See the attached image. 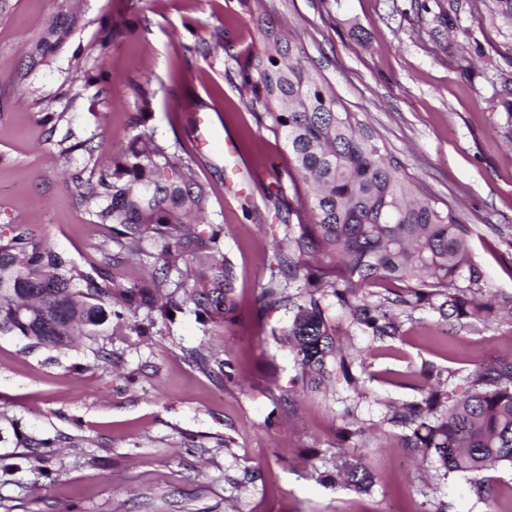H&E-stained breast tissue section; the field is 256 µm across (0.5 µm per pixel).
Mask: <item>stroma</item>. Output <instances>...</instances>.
I'll use <instances>...</instances> for the list:
<instances>
[{
  "label": "stroma",
  "mask_w": 512,
  "mask_h": 512,
  "mask_svg": "<svg viewBox=\"0 0 512 512\" xmlns=\"http://www.w3.org/2000/svg\"><path fill=\"white\" fill-rule=\"evenodd\" d=\"M61 0H10L0 14V224L30 225L81 268L111 249L65 183L67 170H104L135 130L193 157L209 191L206 223L224 227L238 317L199 319L192 305L151 335L114 329L111 360L79 344L46 362L0 337V415L28 433L73 437L48 467L0 447V512H512V469L443 477L411 448L339 443L346 407L373 437L383 405L412 401L429 366L465 389L479 366L512 358V322L439 324L426 307L400 317V339L372 342L339 317L361 353L360 391L345 382L303 392L278 339L285 309L256 297L283 232L277 186L291 164L282 139L248 105L242 67L261 46L257 17L297 36L305 63L359 113L440 202L471 228L470 256L493 301L512 300V16L499 0H73L78 28L49 63L18 73ZM151 107L140 114V95ZM73 131L97 150L63 154L49 138ZM232 363L228 384L199 359ZM290 388V403L279 402ZM232 448H225V438ZM376 474L370 492L325 486L337 446Z\"/></svg>",
  "instance_id": "1"
}]
</instances>
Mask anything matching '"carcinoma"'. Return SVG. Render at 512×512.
Masks as SVG:
<instances>
[{
  "mask_svg": "<svg viewBox=\"0 0 512 512\" xmlns=\"http://www.w3.org/2000/svg\"><path fill=\"white\" fill-rule=\"evenodd\" d=\"M69 2L62 0L30 46L19 79L66 45L79 22ZM257 26L262 48L245 62V84L258 119L283 137L293 161L287 171L293 199L276 213L286 246L273 252L257 302L288 310L280 341L300 365L302 387L324 391L338 373L356 386L352 367L366 373L364 359L342 352L333 311L374 342L399 336L397 309L426 305L449 326L494 311L472 298L483 272L469 255L471 229L461 215L425 194L358 113L303 64L296 36L267 20ZM72 138L70 130L62 138L70 142L65 154L93 156L95 146ZM68 188L95 223L111 228L115 249L84 270L30 225L0 227V336L26 341L30 352L59 354L74 337L106 336L113 322L130 315H143L135 330L147 335L157 319L187 302L206 322L233 317L236 274L224 254V226L188 230L209 202L192 160L139 133L109 169L71 172ZM129 253L152 267L149 278L131 283L112 274ZM380 281L401 287L369 291ZM494 313L512 320V306ZM380 426L376 447L416 448L444 477L512 466V359L478 373L460 395L445 380L420 389L415 401L386 403ZM67 444V436L37 438L17 421L0 419V446L23 448L44 463L47 449ZM319 481L367 491L375 475L360 460L343 458L336 475L321 472Z\"/></svg>",
  "mask_w": 512,
  "mask_h": 512,
  "instance_id": "1",
  "label": "carcinoma"
}]
</instances>
